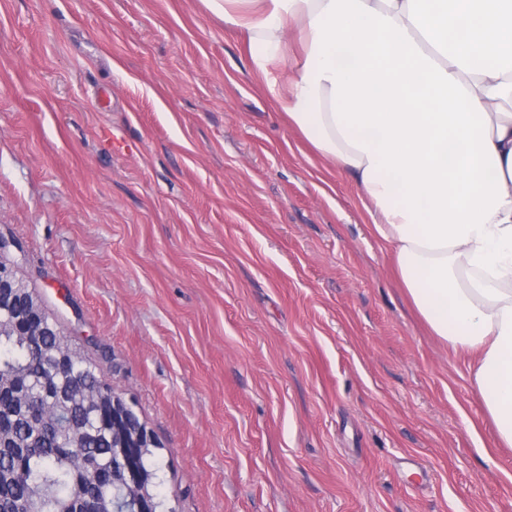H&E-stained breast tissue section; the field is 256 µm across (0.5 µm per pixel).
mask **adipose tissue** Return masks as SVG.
Here are the masks:
<instances>
[{"label": "adipose tissue", "instance_id": "1", "mask_svg": "<svg viewBox=\"0 0 512 512\" xmlns=\"http://www.w3.org/2000/svg\"><path fill=\"white\" fill-rule=\"evenodd\" d=\"M249 41L322 157L355 180L418 313L512 447V0H203Z\"/></svg>", "mask_w": 512, "mask_h": 512}]
</instances>
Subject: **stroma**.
Here are the masks:
<instances>
[{
  "label": "stroma",
  "instance_id": "35a3bbf8",
  "mask_svg": "<svg viewBox=\"0 0 512 512\" xmlns=\"http://www.w3.org/2000/svg\"><path fill=\"white\" fill-rule=\"evenodd\" d=\"M202 0H0V231L178 512H512L354 180Z\"/></svg>",
  "mask_w": 512,
  "mask_h": 512
}]
</instances>
